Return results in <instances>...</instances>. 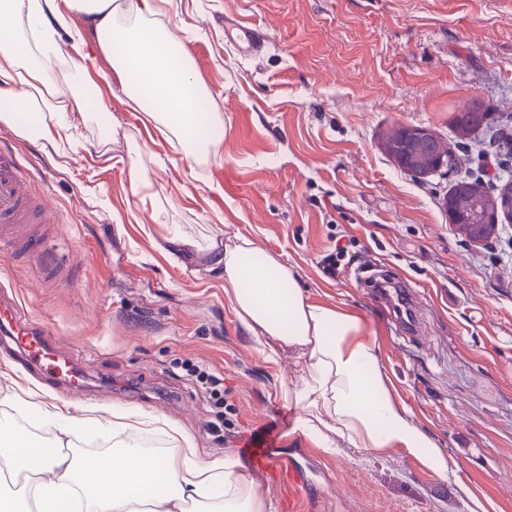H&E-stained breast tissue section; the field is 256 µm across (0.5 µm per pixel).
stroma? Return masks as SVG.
Segmentation results:
<instances>
[{"instance_id":"1","label":"stroma","mask_w":512,"mask_h":512,"mask_svg":"<svg viewBox=\"0 0 512 512\" xmlns=\"http://www.w3.org/2000/svg\"><path fill=\"white\" fill-rule=\"evenodd\" d=\"M157 21L185 46L224 125L208 157L175 161L171 143L113 87L112 61L88 69L71 53L72 32L93 42L70 12L50 67L65 99L83 98L57 148L0 121L35 192L60 221L46 241L67 279L0 249V285L27 318L46 322L61 355L84 371L83 393L53 391L0 347V411L55 437L37 408L66 406L76 424L113 410L157 416L165 449L211 459L239 453L268 424L285 448H312L324 493L304 512H466V483L487 512H512V223L488 245L462 241L440 202L456 175L416 181L380 147L397 124L459 142L461 172L512 170L500 120L512 113V0H174ZM236 19L264 45L240 54L224 37ZM480 100L488 120L457 140L455 118ZM120 135H113V124ZM143 167L152 188L133 193ZM180 233L198 251L173 254ZM249 239L298 275L310 299L355 311L409 411L455 461L444 478L401 451L384 458L341 446L329 454L295 432L288 398L301 374L295 350L258 344L207 271L214 245ZM344 253L336 272L322 260ZM372 266L417 292L418 335H403L393 305L372 298L356 267ZM222 374L235 406L233 434L215 438L213 408L185 371ZM183 439L172 440L173 431Z\"/></svg>"}]
</instances>
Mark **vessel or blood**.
Returning <instances> with one entry per match:
<instances>
[{
  "label": "vessel or blood",
  "instance_id": "1",
  "mask_svg": "<svg viewBox=\"0 0 512 512\" xmlns=\"http://www.w3.org/2000/svg\"><path fill=\"white\" fill-rule=\"evenodd\" d=\"M225 33L246 54L258 52L264 43L258 30L238 21L226 23ZM55 221L53 207L44 200L34 201L28 193L15 154L0 151V246L7 244L27 253L42 265L48 275L57 276L62 271L61 266L50 264L43 251L42 238L29 230L30 225ZM0 342L23 352L29 364L42 375L68 389H77L75 376L79 368L71 359L58 357L48 326L24 318L16 300L1 293ZM309 456V451L304 448L276 454L263 443L248 451L254 470L271 472L286 480L290 493L289 512H297L300 502L315 500L321 494L320 484L310 475Z\"/></svg>",
  "mask_w": 512,
  "mask_h": 512
}]
</instances>
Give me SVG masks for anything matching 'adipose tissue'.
I'll list each match as a JSON object with an SVG mask.
<instances>
[{"label": "adipose tissue", "mask_w": 512, "mask_h": 512, "mask_svg": "<svg viewBox=\"0 0 512 512\" xmlns=\"http://www.w3.org/2000/svg\"><path fill=\"white\" fill-rule=\"evenodd\" d=\"M161 0H0V88L12 109L30 115L25 135L56 143L71 125L66 101L48 74L46 60L67 11L86 16L97 49L113 60L112 82L135 79L134 101L161 133L172 135L187 161H198L208 145L198 131L224 124L221 113L202 109L205 85L185 64L179 45L155 21ZM253 250L243 237L214 254L210 269L224 276V294L253 336L296 349L303 368L288 396L299 408L296 427L319 447L339 443L382 456L401 450L445 477L448 455L410 419L382 367L374 339L358 314L309 301L295 271L279 256ZM60 434L47 441L0 415V512H271L252 497L242 464L233 453L202 459L147 446L143 435L156 422L139 411H116L109 422L75 427L64 408L46 410ZM104 431L112 448L81 459L70 450Z\"/></svg>", "instance_id": "1"}]
</instances>
